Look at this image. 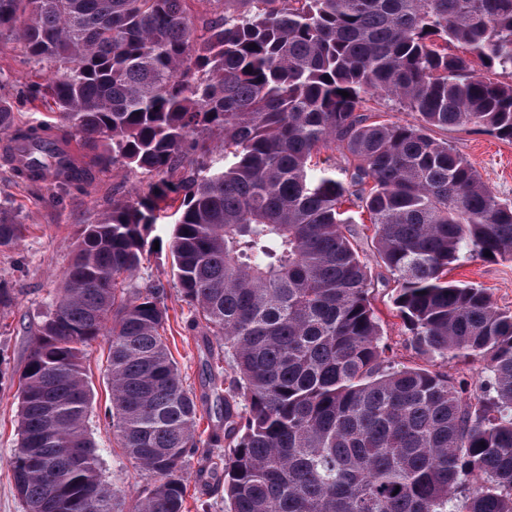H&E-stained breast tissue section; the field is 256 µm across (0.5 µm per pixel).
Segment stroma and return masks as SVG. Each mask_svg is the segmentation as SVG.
Instances as JSON below:
<instances>
[{
	"mask_svg": "<svg viewBox=\"0 0 512 512\" xmlns=\"http://www.w3.org/2000/svg\"><path fill=\"white\" fill-rule=\"evenodd\" d=\"M0 69L11 79L10 85L0 88V96L14 101L22 120L35 119L37 113L32 104L21 101L17 94L19 86L40 78L38 65L29 61L21 42L0 41ZM431 135L447 141L449 147L475 166L483 182L503 203L512 205V142L499 140L473 125L447 130L435 128ZM147 182L145 175L114 166L100 172L88 192H74L56 201L50 189H36L17 182L10 170L0 164V203L10 208L26 226L15 249L0 251V286L13 289L16 295L11 308L0 309V353L6 358L8 370L21 369L26 363L30 338L25 328L42 320L63 287L84 226L95 223L113 200L145 188ZM172 230V225L159 224L150 231L148 239L155 242L156 248L146 253L140 275L165 289L168 307L165 337L185 387L200 397L197 432L205 438L215 423L210 405L203 399L209 390L208 356L203 330L191 327L189 307L172 272L168 247ZM370 273L385 340L393 347L398 361L416 363L417 356L408 346L392 306L394 283L389 273L375 263L371 264ZM449 277L486 288L498 308L512 311V258L475 259L451 270ZM107 365L106 347L92 344L85 368L94 393L93 413L97 416L110 398ZM18 410L15 385L0 384V512H24L14 489L11 468V456L18 441ZM95 439L107 482L125 489L131 499L151 484V476L127 458L104 428H97Z\"/></svg>",
	"mask_w": 512,
	"mask_h": 512,
	"instance_id": "obj_1",
	"label": "stroma"
}]
</instances>
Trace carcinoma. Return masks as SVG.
<instances>
[{
  "mask_svg": "<svg viewBox=\"0 0 512 512\" xmlns=\"http://www.w3.org/2000/svg\"><path fill=\"white\" fill-rule=\"evenodd\" d=\"M0 0V41L50 75L0 97L13 177L85 192L116 164L155 181L88 225L19 380L14 487L25 512H124L88 427L82 359L108 347L103 421L155 477L132 512H186L195 449L224 448L222 512H512V311L446 278L512 257V205L428 134L512 141V0ZM345 91L348 96L338 94ZM392 96L420 123L375 121ZM221 140L224 165H212ZM339 151L340 165L313 159ZM358 208L393 306L429 365L395 359L352 242ZM171 223L173 274L205 329L224 434L164 337L160 286L137 283L145 235ZM24 225L0 205V251ZM478 365L468 381L443 369ZM78 448L93 453L71 459Z\"/></svg>",
  "mask_w": 512,
  "mask_h": 512,
  "instance_id": "carcinoma-1",
  "label": "carcinoma"
}]
</instances>
